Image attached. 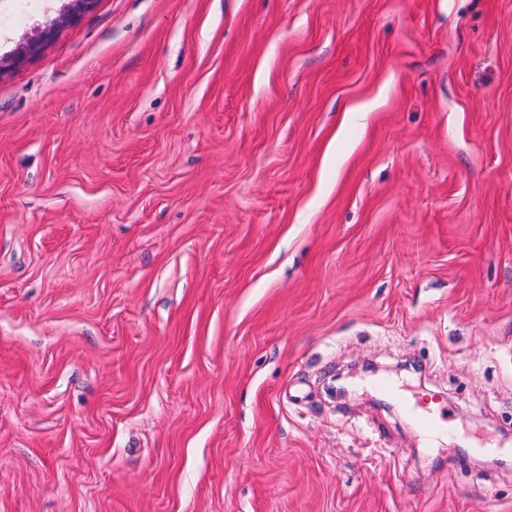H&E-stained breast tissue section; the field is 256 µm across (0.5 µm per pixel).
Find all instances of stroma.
Masks as SVG:
<instances>
[{
	"label": "stroma",
	"instance_id": "35a3bbf8",
	"mask_svg": "<svg viewBox=\"0 0 512 512\" xmlns=\"http://www.w3.org/2000/svg\"><path fill=\"white\" fill-rule=\"evenodd\" d=\"M68 3L0 0V512H512V0ZM53 30V27L49 26L48 29L43 30L38 36L31 37L21 50L16 53L14 58L0 59V74L5 68L21 63L26 57L36 54L42 48L44 42L50 37ZM436 395L422 394L405 404V409L420 430L436 435L450 430L446 402Z\"/></svg>",
	"mask_w": 512,
	"mask_h": 512
}]
</instances>
